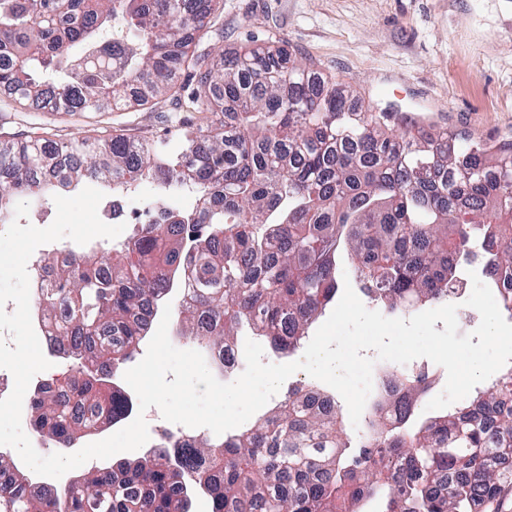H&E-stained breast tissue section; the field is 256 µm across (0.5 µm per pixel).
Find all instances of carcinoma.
<instances>
[{"label": "carcinoma", "mask_w": 512, "mask_h": 512, "mask_svg": "<svg viewBox=\"0 0 512 512\" xmlns=\"http://www.w3.org/2000/svg\"><path fill=\"white\" fill-rule=\"evenodd\" d=\"M220 0H0V88L47 112L144 106L197 76L206 116L174 158L124 134L94 142L0 139V220L15 199L47 204L94 182L114 192L151 180L196 205L141 225L97 260L70 252L40 289L56 311L51 352L70 363L28 396L33 432L61 453L132 413L114 381L146 336L144 308L194 283L179 318L193 342L224 351L244 326L289 356L336 300L339 255L368 302L391 314L456 297L461 269L512 279V146L444 131L394 133L346 87L284 47L214 58L191 46ZM288 409L204 442L175 437L134 458L30 490L0 454V512H512V364L463 405L420 413L428 387L401 384L370 411L353 446L341 408Z\"/></svg>", "instance_id": "carcinoma-1"}]
</instances>
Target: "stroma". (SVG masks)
Segmentation results:
<instances>
[{"label": "stroma", "mask_w": 512, "mask_h": 512, "mask_svg": "<svg viewBox=\"0 0 512 512\" xmlns=\"http://www.w3.org/2000/svg\"><path fill=\"white\" fill-rule=\"evenodd\" d=\"M286 45L363 107L388 106L416 125L512 144V0H223L199 48ZM184 71L151 104L44 112L0 91V136L55 141L128 133L178 154L200 118Z\"/></svg>", "instance_id": "1"}]
</instances>
